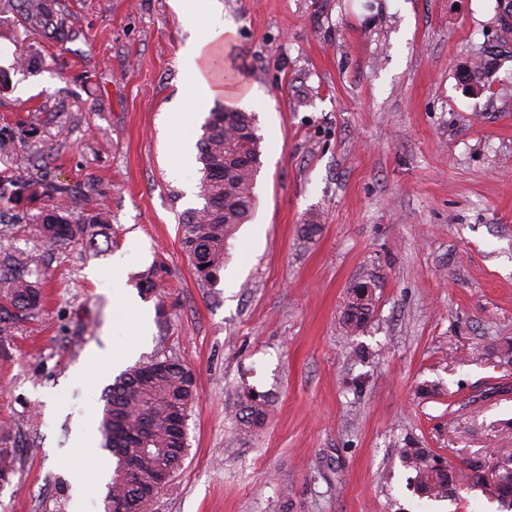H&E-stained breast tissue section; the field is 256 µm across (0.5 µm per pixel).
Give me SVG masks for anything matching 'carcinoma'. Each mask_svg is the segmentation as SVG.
Masks as SVG:
<instances>
[{"mask_svg":"<svg viewBox=\"0 0 512 512\" xmlns=\"http://www.w3.org/2000/svg\"><path fill=\"white\" fill-rule=\"evenodd\" d=\"M56 0H8L25 28L57 45L69 40L70 29L55 9ZM214 106L201 126L198 161L201 164L200 208L188 211L180 224L181 243L191 258L199 281H216L226 259V245L237 225L244 223L253 200V189L262 166L261 136L255 115L233 107ZM243 157L245 165L224 181V158ZM16 187L10 171H0V208L14 203L3 189ZM110 216L98 210L76 219L60 209L41 214L37 232L42 243L95 246L98 236L107 235ZM43 272L40 258L33 254L0 258V347L10 344L23 318L33 315L43 303ZM368 282H358L347 291L342 324L355 332L370 318L373 295ZM197 395L194 374L182 362L156 358L123 371L104 394L99 421L102 449L116 458L112 481L104 501V512H149L150 497L143 492L152 472L167 467L175 451L187 454V430L170 425L174 408L189 410ZM239 421L249 428L261 426L267 416L265 396L247 391L238 396ZM402 465L411 470L410 485L420 498L444 501L467 484L478 487L512 510V467L503 466L494 480L477 466L467 470L437 464L438 455L414 439L395 449ZM15 458L0 448V482H9Z\"/></svg>","mask_w":512,"mask_h":512,"instance_id":"1","label":"carcinoma"}]
</instances>
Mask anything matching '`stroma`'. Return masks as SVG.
<instances>
[{
  "instance_id": "obj_1",
  "label": "stroma",
  "mask_w": 512,
  "mask_h": 512,
  "mask_svg": "<svg viewBox=\"0 0 512 512\" xmlns=\"http://www.w3.org/2000/svg\"><path fill=\"white\" fill-rule=\"evenodd\" d=\"M219 50L235 93L182 111L178 53L204 26L170 0H58L65 47L28 32L0 0V131L36 126L31 164L71 187L22 194L0 214V251L39 253L44 302L0 350V447L16 472L0 512H69L63 466L72 418L44 420L39 393L102 408L113 377L73 383L90 348L113 341L118 304L89 278L131 256L154 319L138 362L172 357L194 373L189 450L151 512H504L481 489L419 499L392 453L412 437L454 468L512 460V34L498 0H217ZM29 59L14 66L16 55ZM490 69L479 80L466 69ZM255 113L263 166L249 216L228 241L234 288L200 284L179 224L202 199L195 155L214 104ZM60 205L111 217V252L43 246L33 226ZM320 224L305 237L304 224ZM373 283L370 322L346 333L348 288ZM266 394L246 429L239 394Z\"/></svg>"
}]
</instances>
